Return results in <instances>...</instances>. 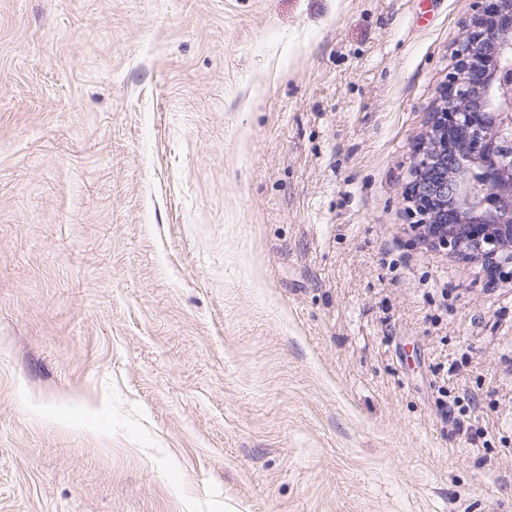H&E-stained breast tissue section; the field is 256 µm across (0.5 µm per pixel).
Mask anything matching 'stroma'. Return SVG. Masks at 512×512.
<instances>
[{
  "mask_svg": "<svg viewBox=\"0 0 512 512\" xmlns=\"http://www.w3.org/2000/svg\"><path fill=\"white\" fill-rule=\"evenodd\" d=\"M473 14L0 0V512H512V280L406 214Z\"/></svg>",
  "mask_w": 512,
  "mask_h": 512,
  "instance_id": "obj_1",
  "label": "stroma"
}]
</instances>
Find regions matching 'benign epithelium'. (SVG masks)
<instances>
[{
  "label": "benign epithelium",
  "mask_w": 512,
  "mask_h": 512,
  "mask_svg": "<svg viewBox=\"0 0 512 512\" xmlns=\"http://www.w3.org/2000/svg\"><path fill=\"white\" fill-rule=\"evenodd\" d=\"M475 7L415 152L408 213L436 248L512 277V0Z\"/></svg>",
  "instance_id": "7a95c632"
}]
</instances>
